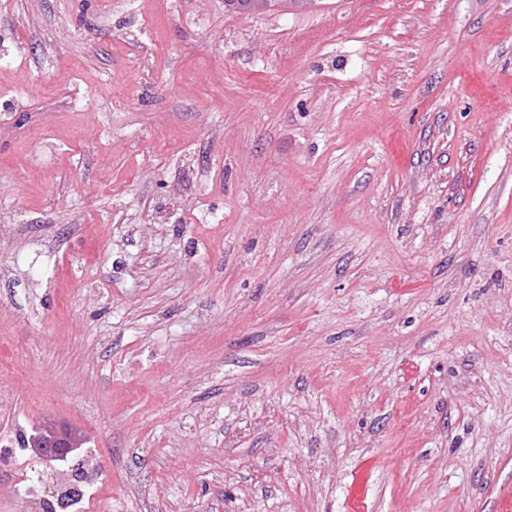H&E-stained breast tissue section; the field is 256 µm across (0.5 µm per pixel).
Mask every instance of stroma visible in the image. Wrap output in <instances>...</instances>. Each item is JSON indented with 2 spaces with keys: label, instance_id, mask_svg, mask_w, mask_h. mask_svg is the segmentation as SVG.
<instances>
[{
  "label": "stroma",
  "instance_id": "1",
  "mask_svg": "<svg viewBox=\"0 0 512 512\" xmlns=\"http://www.w3.org/2000/svg\"><path fill=\"white\" fill-rule=\"evenodd\" d=\"M0 512H512V0H0ZM55 431L38 437L32 445L28 442L32 450L42 459L60 460L67 456L68 448L75 447L71 439L64 434L65 429L55 427Z\"/></svg>",
  "mask_w": 512,
  "mask_h": 512
}]
</instances>
